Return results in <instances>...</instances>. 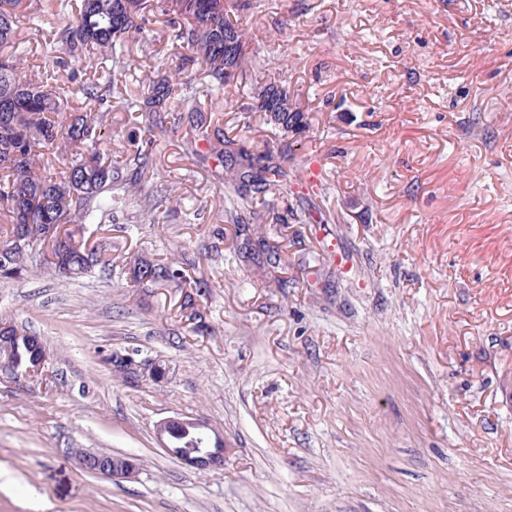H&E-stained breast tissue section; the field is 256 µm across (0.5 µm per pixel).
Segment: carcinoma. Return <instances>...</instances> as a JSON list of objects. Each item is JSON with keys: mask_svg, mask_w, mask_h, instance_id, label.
Returning a JSON list of instances; mask_svg holds the SVG:
<instances>
[{"mask_svg": "<svg viewBox=\"0 0 512 512\" xmlns=\"http://www.w3.org/2000/svg\"><path fill=\"white\" fill-rule=\"evenodd\" d=\"M256 8L254 0H0V100L9 106L0 110V217L9 224L0 238V254L10 250L15 238L23 235L36 242L40 262L52 272L59 264L69 266L70 277L78 278L98 268L111 272L112 258L105 249L94 251L95 262L86 259L87 245L76 240L72 224H100L112 214L120 197L112 190L124 186L123 171L112 166L100 151L102 123L92 115L64 117L63 97L49 88V80L32 79L19 67L16 23L23 15L35 24L47 13L74 14V20L55 35L53 51L59 53L56 66L67 67L68 60L80 54H99L110 65L102 66L99 80L78 87L85 99L102 104L110 91L115 69L123 64L125 42L141 32L154 12H160L170 40L186 49L181 70L173 77L150 81L148 95L127 104L137 114L149 137L134 145L129 163L145 168L162 146L152 135L168 121H188L194 137L188 141L192 153L199 154V143L224 171V184L232 195L226 214L237 225V255L250 265L280 268V249L258 233L257 224L268 219L258 200L272 195L285 209L294 211L301 201L299 179L285 165L291 146L275 140L253 145L245 138L228 137L219 125L207 123L199 109L190 105L197 88L182 71L194 65L203 68L218 90L247 79L251 57L246 42L244 19ZM245 112H262L268 123L283 136L302 133L309 127L306 113L282 82L268 80L252 88ZM75 149L65 175L36 171L37 148L55 142L58 134ZM28 271L24 260L0 263V277L20 278ZM133 282L140 288L187 282L184 270L171 263L134 261ZM209 292L208 285L194 281L192 292L185 293L181 310L193 322L194 332L202 331L196 300ZM42 351L38 338L20 330V336L0 338V356L27 367Z\"/></svg>", "mask_w": 512, "mask_h": 512, "instance_id": "carcinoma-1", "label": "carcinoma"}]
</instances>
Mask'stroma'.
I'll return each instance as SVG.
<instances>
[{"label": "stroma", "mask_w": 512, "mask_h": 512, "mask_svg": "<svg viewBox=\"0 0 512 512\" xmlns=\"http://www.w3.org/2000/svg\"><path fill=\"white\" fill-rule=\"evenodd\" d=\"M20 18L23 67L60 86L54 29ZM250 83L285 78L310 123L288 166L317 164L321 224L267 225L288 279L240 263L215 163L167 129L154 170L88 246L111 277L30 270L0 278V318L41 337L46 384L0 379V512H512V0H262L246 22ZM179 51L155 20L127 44L101 112L103 151L126 165L146 128L126 109ZM225 135L261 144L259 112L224 108ZM176 262L210 290L194 333L175 286L131 287L134 258ZM161 359L130 385L105 355ZM184 414L224 436L223 469L165 452L156 426ZM79 451L133 458L114 483Z\"/></svg>", "instance_id": "35a3bbf8"}]
</instances>
